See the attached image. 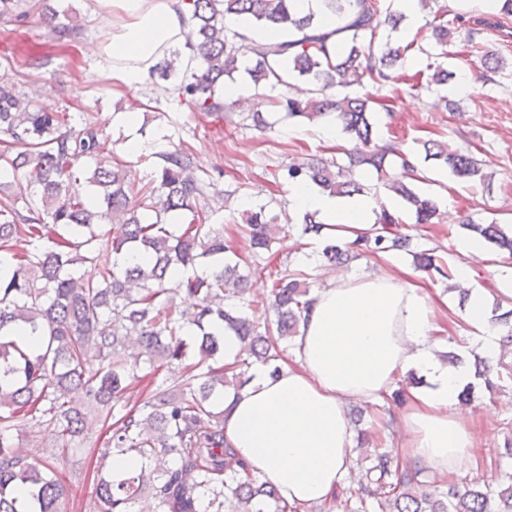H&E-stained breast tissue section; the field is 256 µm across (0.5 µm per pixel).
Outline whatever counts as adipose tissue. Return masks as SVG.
Listing matches in <instances>:
<instances>
[{
    "mask_svg": "<svg viewBox=\"0 0 512 512\" xmlns=\"http://www.w3.org/2000/svg\"><path fill=\"white\" fill-rule=\"evenodd\" d=\"M112 12V39L105 53L112 65L104 80L140 83L165 50L192 37L186 0H100ZM299 210L316 211L326 233L345 243L371 229L378 204L372 196L349 200L295 183ZM487 300L472 293L467 312L468 349L494 357L498 347L486 329ZM436 306L407 271L329 277L310 296L290 361L277 373L262 366L250 382L225 400L224 438L249 471L274 485L291 505L330 500L337 488L354 484L351 402L376 403L402 376L418 373L399 421L401 443L393 457L415 462L433 475L467 469L490 454L457 396L470 382L466 367L448 368L438 354Z\"/></svg>",
    "mask_w": 512,
    "mask_h": 512,
    "instance_id": "adipose-tissue-1",
    "label": "adipose tissue"
}]
</instances>
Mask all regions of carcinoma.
<instances>
[{"mask_svg":"<svg viewBox=\"0 0 512 512\" xmlns=\"http://www.w3.org/2000/svg\"><path fill=\"white\" fill-rule=\"evenodd\" d=\"M195 39L190 57L176 53L159 61L149 77L175 81L177 104L207 115L227 111L225 78L244 69L262 89L254 126L270 127L262 108L283 112L300 124L336 123L353 147L348 164L309 158L288 164L286 181L307 180L337 197L365 192L364 173L375 171L417 224L439 218L437 201L417 190L419 169L411 152L380 140L381 114L391 105L373 93L351 92L354 85L379 90L411 81L444 91L454 72L438 61L459 17L437 11L428 34L407 43L392 37L405 16L395 0H324L340 21L335 33L342 45L328 49L327 34H309L316 12L299 10L296 0H188ZM42 16L59 37L76 28L60 21L50 0H39ZM26 0H0V19L17 23L30 16ZM245 17L255 28H274V41L249 39L225 25ZM467 44L481 53L486 71L505 68L503 59L485 51L467 32ZM426 57L411 76V54ZM426 81H420V78ZM313 85L307 100L285 95L290 81ZM102 129L87 122L68 126L65 112H44L0 78V171L13 175L10 193L0 197V512H63L71 492L52 462H33L20 449L18 432L45 428L53 447L65 455L97 424L106 426L96 498L90 512H139L144 500L153 512H300L284 502L277 488L237 466L234 449L224 445V395L249 382V371L263 365L278 371L284 343L298 334L311 288L302 272L284 270L272 280L267 309L245 301L248 283L262 274L259 262L279 230L276 218L257 205L239 232L249 254L240 255L211 224L214 210L200 205L214 187L213 178L194 166L185 147L141 154L152 160L146 183L131 178V163L118 154L87 162L100 152ZM423 161H433L453 176L484 180L471 155L448 150L436 140L423 143ZM23 206H18V202ZM402 219L383 207L376 228L351 244L322 234L316 211L299 218L300 234L321 244L326 266H345L362 255L405 252L431 278L452 279V269L433 249H423L401 232ZM118 230L112 239L101 228ZM465 228L512 257V233L495 221ZM107 250L112 263L93 276L79 272L94 266ZM187 272L180 282L176 271ZM236 298L246 308L227 307ZM490 321L506 329L512 343V307L498 302ZM241 344L236 369L224 368V337ZM474 375L489 388L512 387V362H498L496 379L477 355ZM150 368L180 370L181 378L155 385L142 404L130 405L125 391ZM86 391L91 406L71 404L68 395ZM113 456L139 457L142 465L112 472ZM371 466L357 487L341 491L329 512H512V475L493 488L471 483L446 484L440 490L420 479L413 463L399 466L387 451L373 446Z\"/></svg>","mask_w":512,"mask_h":512,"instance_id":"cac0c4a2","label":"carcinoma"}]
</instances>
